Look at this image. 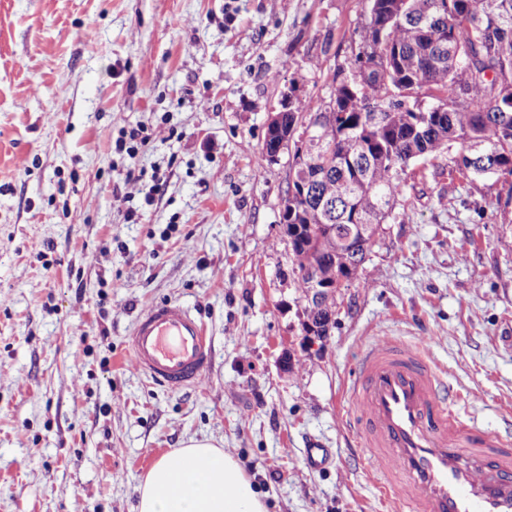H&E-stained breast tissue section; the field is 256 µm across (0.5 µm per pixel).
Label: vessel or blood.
<instances>
[{"label":"vessel or blood","mask_w":512,"mask_h":512,"mask_svg":"<svg viewBox=\"0 0 512 512\" xmlns=\"http://www.w3.org/2000/svg\"><path fill=\"white\" fill-rule=\"evenodd\" d=\"M210 354L201 318L176 301L143 311L127 345L131 369L171 390L199 384ZM345 391V425L391 512H512V437L453 410L459 394L423 346L371 339Z\"/></svg>","instance_id":"1"}]
</instances>
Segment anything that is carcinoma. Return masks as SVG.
<instances>
[{"label":"carcinoma","mask_w":512,"mask_h":512,"mask_svg":"<svg viewBox=\"0 0 512 512\" xmlns=\"http://www.w3.org/2000/svg\"><path fill=\"white\" fill-rule=\"evenodd\" d=\"M412 17L397 0H370L359 31L363 47L349 71H333V103L305 98L283 114L286 128L321 120L300 152L292 140L288 246L308 296L305 264L319 266L327 289L305 304L315 323L336 316L337 291L365 261L339 232L379 228L403 193L411 162L448 154L449 172L466 178L512 177V0H418Z\"/></svg>","instance_id":"1"}]
</instances>
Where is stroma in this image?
<instances>
[{"instance_id": "35a3bbf8", "label": "stroma", "mask_w": 512, "mask_h": 512, "mask_svg": "<svg viewBox=\"0 0 512 512\" xmlns=\"http://www.w3.org/2000/svg\"><path fill=\"white\" fill-rule=\"evenodd\" d=\"M367 14V0H0V512H135L148 470L191 438L233 454L269 512H387L342 423L368 336L426 337L461 417L512 429V177L449 176L444 154L411 165L328 341L302 345L290 158L261 150L284 92L329 102ZM131 128L150 136L132 158ZM164 300L205 323L199 386L128 366L137 316ZM313 440L330 451L319 470Z\"/></svg>"}]
</instances>
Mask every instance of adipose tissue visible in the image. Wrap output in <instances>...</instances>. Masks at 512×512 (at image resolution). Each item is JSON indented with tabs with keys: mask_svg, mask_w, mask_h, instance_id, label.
Instances as JSON below:
<instances>
[{
	"mask_svg": "<svg viewBox=\"0 0 512 512\" xmlns=\"http://www.w3.org/2000/svg\"><path fill=\"white\" fill-rule=\"evenodd\" d=\"M135 512H268L238 460L189 439L162 456L138 486Z\"/></svg>",
	"mask_w": 512,
	"mask_h": 512,
	"instance_id": "1",
	"label": "adipose tissue"
}]
</instances>
